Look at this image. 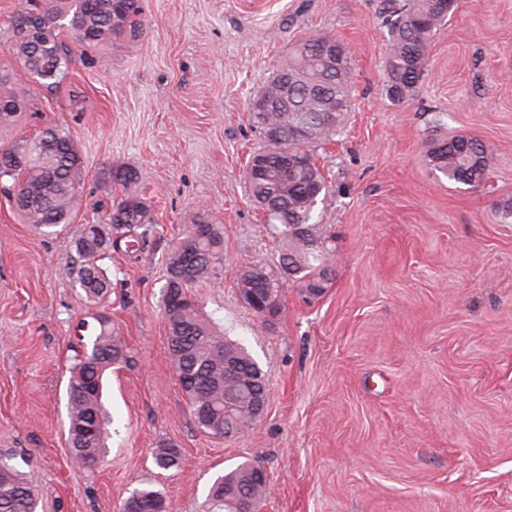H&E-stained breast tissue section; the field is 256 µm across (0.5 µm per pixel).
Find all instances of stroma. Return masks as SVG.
<instances>
[{"label": "stroma", "mask_w": 512, "mask_h": 512, "mask_svg": "<svg viewBox=\"0 0 512 512\" xmlns=\"http://www.w3.org/2000/svg\"><path fill=\"white\" fill-rule=\"evenodd\" d=\"M382 0H145L143 40L108 48L109 69L69 43L60 87L29 84L34 104L7 142L69 129L84 185L66 230L38 234L0 195V456L40 489L37 512H122L159 491L199 512L217 475L245 461L269 473L262 512H512V0H456L430 40L426 70L390 98ZM353 51L351 112L316 157L328 191L331 275L300 283L280 311L256 315L237 270L279 250L250 201L243 169L260 143L250 103L302 36ZM457 134L488 151L490 177L448 181L428 161ZM129 164L158 224L133 253L104 260L94 304L72 279L81 224H104L107 170ZM224 234V275L193 290L202 311L259 363L265 409L248 433L201 432L171 362L162 313L164 259L198 208ZM133 361L108 370L104 463L76 464L66 441L70 368L99 314ZM181 451L179 468L153 463Z\"/></svg>", "instance_id": "1"}]
</instances>
